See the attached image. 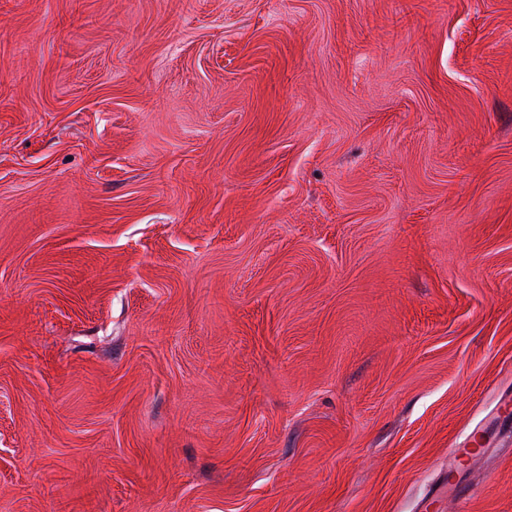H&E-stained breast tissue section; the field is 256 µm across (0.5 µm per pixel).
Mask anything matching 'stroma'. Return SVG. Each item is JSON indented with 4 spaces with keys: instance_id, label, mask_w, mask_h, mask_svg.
Here are the masks:
<instances>
[{
    "instance_id": "stroma-1",
    "label": "stroma",
    "mask_w": 512,
    "mask_h": 512,
    "mask_svg": "<svg viewBox=\"0 0 512 512\" xmlns=\"http://www.w3.org/2000/svg\"><path fill=\"white\" fill-rule=\"evenodd\" d=\"M504 399L512 0H0V512H512ZM487 452V448H452L449 455V464L457 473L448 480V494L453 495L460 501H466L469 496V490L465 485V479L460 470L468 466L472 461L482 457Z\"/></svg>"
}]
</instances>
